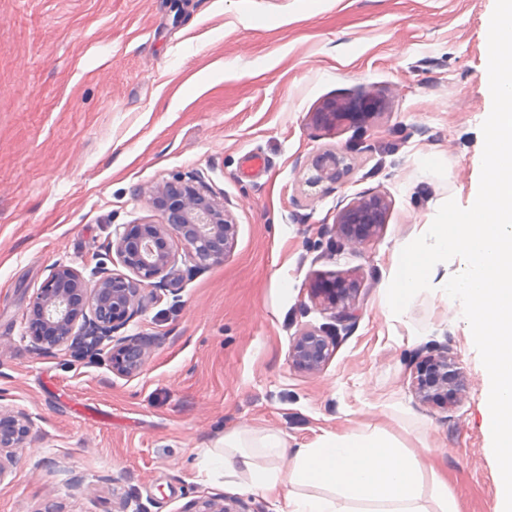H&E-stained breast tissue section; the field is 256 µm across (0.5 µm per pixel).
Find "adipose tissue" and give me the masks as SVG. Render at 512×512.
<instances>
[{
    "label": "adipose tissue",
    "instance_id": "adipose-tissue-1",
    "mask_svg": "<svg viewBox=\"0 0 512 512\" xmlns=\"http://www.w3.org/2000/svg\"><path fill=\"white\" fill-rule=\"evenodd\" d=\"M204 459L225 485L285 512H458L435 465L380 428L326 432L293 450L280 433L235 429Z\"/></svg>",
    "mask_w": 512,
    "mask_h": 512
}]
</instances>
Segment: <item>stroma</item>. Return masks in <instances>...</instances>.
<instances>
[{
	"instance_id": "35a3bbf8",
	"label": "stroma",
	"mask_w": 512,
	"mask_h": 512,
	"mask_svg": "<svg viewBox=\"0 0 512 512\" xmlns=\"http://www.w3.org/2000/svg\"><path fill=\"white\" fill-rule=\"evenodd\" d=\"M495 0H0V407L33 417L6 462L0 512H189L198 500H271L225 485L202 452L226 431L382 428L430 447L459 512H496L484 371L440 295L383 306L393 250L447 200L478 192L481 76ZM378 97L361 125L324 129L330 99ZM344 153L339 184L310 188L312 156ZM201 174L231 215L225 258L178 265L125 328L149 344L139 374L107 354L38 353L23 334L51 268L90 273L117 225L159 221L148 192ZM379 194L386 221L341 244L336 216ZM356 281L359 315L310 300L318 275ZM333 353L294 369L299 332ZM448 350L467 387L446 409L412 388L418 356ZM321 330H305L296 336L289 349L288 359L295 369L317 373L328 362L332 347Z\"/></svg>"
}]
</instances>
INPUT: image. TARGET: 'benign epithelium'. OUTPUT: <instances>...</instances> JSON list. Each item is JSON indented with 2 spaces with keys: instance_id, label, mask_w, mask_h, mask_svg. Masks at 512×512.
<instances>
[{
  "instance_id": "7a95c632",
  "label": "benign epithelium",
  "mask_w": 512,
  "mask_h": 512,
  "mask_svg": "<svg viewBox=\"0 0 512 512\" xmlns=\"http://www.w3.org/2000/svg\"><path fill=\"white\" fill-rule=\"evenodd\" d=\"M375 103L363 99L333 100L312 114L313 123L334 129L345 122H360L373 115ZM349 170L346 156L322 150L311 159L306 183L338 184ZM151 203L162 214L158 223L120 224L115 240L106 247L105 259L92 271L94 281L70 266L51 269L33 295L27 313L26 337L37 352L62 350L78 336H96L105 344L112 372L131 376L146 360V347L130 336H120L145 301L158 297L178 258L168 245L174 237L184 248V256L198 265L218 263L226 255L236 232V224L207 188L199 175L176 176L151 191ZM386 202L379 195L361 196L336 218V233L348 245L358 246L384 223ZM117 263L126 269L118 273L107 267ZM308 292L324 310L337 311L347 319L357 316V289L345 280L316 279ZM332 354L327 336L310 329L296 336L288 359L295 369L317 373ZM413 383L426 402L444 408L465 390L466 378L455 357L441 353L426 357L416 367ZM32 416L21 410L0 408V453L13 455L23 450ZM189 512H247L235 499L208 498Z\"/></svg>"
}]
</instances>
